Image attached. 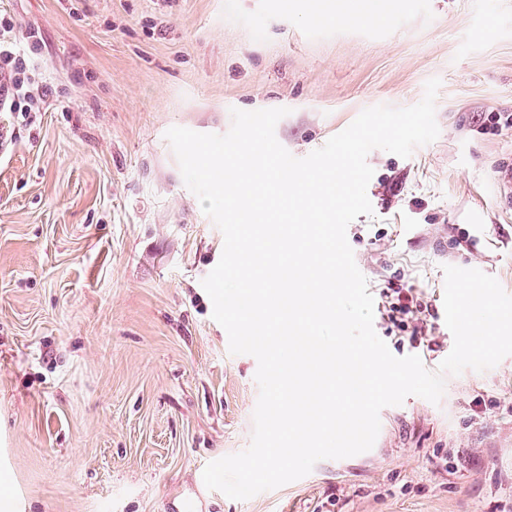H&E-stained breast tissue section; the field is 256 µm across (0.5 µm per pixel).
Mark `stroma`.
I'll use <instances>...</instances> for the list:
<instances>
[{"label": "stroma", "instance_id": "stroma-1", "mask_svg": "<svg viewBox=\"0 0 512 512\" xmlns=\"http://www.w3.org/2000/svg\"><path fill=\"white\" fill-rule=\"evenodd\" d=\"M325 0H0L38 40L42 101L0 112V490L8 512H512V355L446 376L439 403L381 410L367 452L238 501L205 466L246 450L257 361L228 349L202 287L224 239L185 185L174 126L224 134L231 109L288 108L302 158L365 108L408 107L436 77L438 138L376 149L347 239L391 353L431 369L454 344L443 268L512 294V0H381L390 24L328 19ZM426 310L389 318L396 289Z\"/></svg>", "mask_w": 512, "mask_h": 512}]
</instances>
